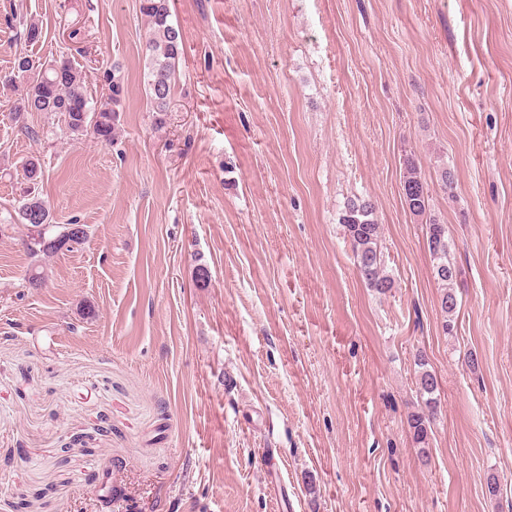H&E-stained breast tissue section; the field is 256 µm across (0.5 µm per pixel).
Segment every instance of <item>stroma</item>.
<instances>
[{
    "instance_id": "obj_1",
    "label": "stroma",
    "mask_w": 512,
    "mask_h": 512,
    "mask_svg": "<svg viewBox=\"0 0 512 512\" xmlns=\"http://www.w3.org/2000/svg\"><path fill=\"white\" fill-rule=\"evenodd\" d=\"M170 8L159 125L140 0H0V75L65 56L90 95L113 66L126 88L109 143L16 124L0 89V208L35 155L54 223L90 232L37 289L23 227L0 233V512H512V0ZM409 157L458 269L449 335ZM353 197L376 206L387 293L338 222ZM417 366V388L422 402L418 409L408 414L407 424L412 435V442L417 453L426 459L429 457V444L432 428L440 408L436 376L427 366L425 355L418 353L415 360Z\"/></svg>"
}]
</instances>
